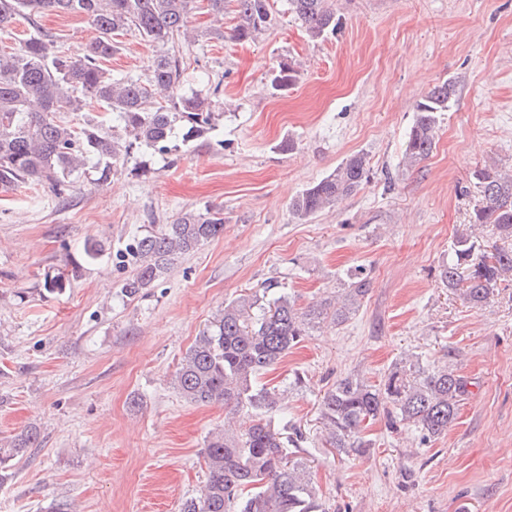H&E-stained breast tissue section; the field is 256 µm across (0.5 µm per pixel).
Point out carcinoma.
<instances>
[{
    "label": "carcinoma",
    "instance_id": "obj_1",
    "mask_svg": "<svg viewBox=\"0 0 512 512\" xmlns=\"http://www.w3.org/2000/svg\"><path fill=\"white\" fill-rule=\"evenodd\" d=\"M239 23L235 38L249 40L272 25L269 0H235ZM196 0H0V32L25 17L30 34L19 46L0 49V185L41 181L57 191L73 184L92 165L93 182L112 181L121 150L144 144L161 154L176 138L202 137L224 113L212 110L200 93L178 92L180 60L175 45L195 38L190 19ZM288 10L313 40L335 32L339 24L331 0H288ZM83 16L96 36L78 60L58 49L40 18L46 13ZM159 48L155 66L145 78L114 77L103 62L117 51L116 37L128 30ZM298 70L279 66L272 85L282 91L293 85ZM455 86H433L415 106L404 163L412 168L435 146L439 115L450 108ZM95 101L111 110L114 124L86 120L74 123L65 112H81ZM368 172L364 155L347 156L336 170L303 189L291 203L293 215L307 221L336 207L356 191ZM486 205L474 210L470 230L459 233L438 270L441 284L476 308L485 306L503 283L512 284V248L480 249L475 228L493 225L502 239L512 240V173L492 161L474 172ZM224 234V213H183L171 224L133 240L126 256L135 266L123 289L135 296L166 274L174 261ZM370 280L355 276L336 302L316 304L301 312L286 296L253 313L258 299L241 296L224 305L212 325L196 337L182 358L173 384L188 402L224 404V427L211 434L204 449L207 480L199 496L186 500L182 512H320L306 466L288 446L301 447L303 434L285 437L272 425L284 409L279 389L259 384V376L277 366L307 335L317 319L332 315L346 322L368 294ZM448 362L424 367L409 363L390 371L374 385L345 376L323 395L320 416L326 442L340 452L369 447L363 437L368 422L384 417L390 427L408 425L420 444L448 434L468 381ZM254 413L252 425L236 429L235 415ZM40 446V432L27 426L0 443V469Z\"/></svg>",
    "mask_w": 512,
    "mask_h": 512
}]
</instances>
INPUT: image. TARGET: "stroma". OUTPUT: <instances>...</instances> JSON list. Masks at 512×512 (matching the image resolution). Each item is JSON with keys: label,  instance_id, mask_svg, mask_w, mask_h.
Returning <instances> with one entry per match:
<instances>
[{"label": "stroma", "instance_id": "stroma-1", "mask_svg": "<svg viewBox=\"0 0 512 512\" xmlns=\"http://www.w3.org/2000/svg\"><path fill=\"white\" fill-rule=\"evenodd\" d=\"M274 25L223 36L198 0L196 42L183 45L180 88L212 97L223 120L160 154L133 144L112 182L82 178L0 187V440L37 426L40 447L0 474V512H180L206 482L203 451L221 405L187 402L171 379L225 302L285 295L303 309L342 293L363 270L371 290L343 324L324 319L260 383L290 389L277 425L304 435L301 457L325 512H512V287L483 309L438 280L452 242L482 196L488 159L512 169V0H336L334 34L310 40L287 0ZM44 28L76 57L87 19L48 15ZM106 67L145 76L159 50L136 31ZM297 82L276 94L280 63ZM450 80L433 152L403 163L415 105ZM364 154L362 185L308 222L292 199L348 155ZM224 210V233L180 257L134 297L122 255L151 225ZM101 255L87 260L89 243ZM78 266L65 290L46 277ZM471 381L448 434L424 447L410 429L370 425L365 453L326 445L324 392L340 377L379 383L404 355L450 360ZM303 385L291 389L294 377Z\"/></svg>", "mask_w": 512, "mask_h": 512}]
</instances>
